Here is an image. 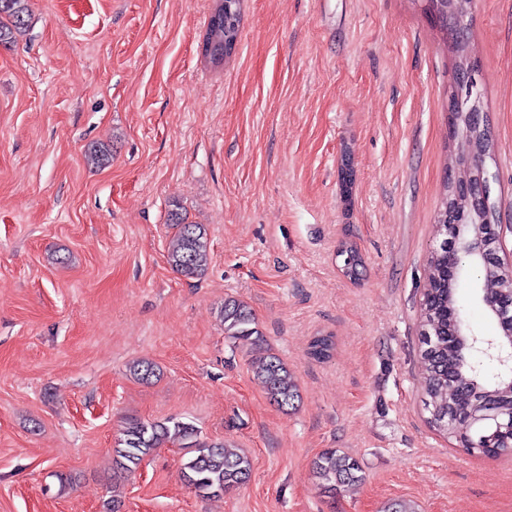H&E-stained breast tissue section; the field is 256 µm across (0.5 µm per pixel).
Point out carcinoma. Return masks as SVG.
Listing matches in <instances>:
<instances>
[{
    "mask_svg": "<svg viewBox=\"0 0 512 512\" xmlns=\"http://www.w3.org/2000/svg\"><path fill=\"white\" fill-rule=\"evenodd\" d=\"M426 13H435L431 20L442 33H448L452 16L448 15V0H424ZM29 8L27 0H0V44L11 43L26 26ZM241 17L224 13V24L219 29L207 27L206 33L216 40L234 41L239 38ZM460 146L452 161L459 177L476 179L487 176L486 159L490 157V131L469 127L459 121ZM470 212L472 223L479 231L489 233L488 224L472 204L461 198L453 203L443 202L437 217V232L446 235L448 207ZM175 229L167 263L173 272L193 279L202 275L209 264L207 229L202 224H191L178 210L171 212ZM338 254L344 257V275L356 280L363 267L360 253L351 245L343 244ZM484 283L504 293L512 291V277L503 274L494 264L472 266ZM458 284L448 281V250L439 245L431 252L426 286L422 292L420 311V364L424 377L425 409L428 423L439 432L455 440L468 453L482 456H512V430L499 427L504 419L512 418V379L499 367L472 371L475 360L467 348L448 345V332L465 333L462 320H449L448 315L458 311ZM224 335L235 343H253L259 339L255 318L242 301L230 300L221 309ZM254 375L269 400L280 409L294 406L299 398L298 384L292 372L276 356H268L254 366ZM167 444L194 449V456L183 465L182 476L188 486L202 497L220 496L245 484L251 474V459L223 443L198 440L196 426L179 417L163 421L129 419L121 430V438L113 449V462L123 472L134 471L143 458ZM312 471L320 490L334 495L342 488L364 479L358 458L338 448H328L312 462Z\"/></svg>",
    "mask_w": 512,
    "mask_h": 512,
    "instance_id": "obj_1",
    "label": "carcinoma"
}]
</instances>
